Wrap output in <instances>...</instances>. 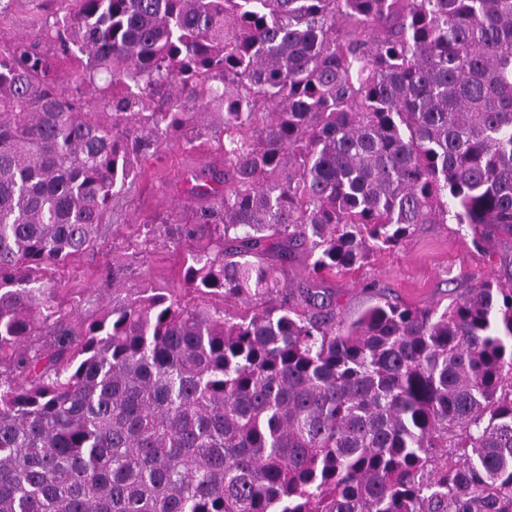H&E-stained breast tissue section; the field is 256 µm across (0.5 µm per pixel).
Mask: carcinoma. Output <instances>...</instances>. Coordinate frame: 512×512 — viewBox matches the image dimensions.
I'll use <instances>...</instances> for the list:
<instances>
[{
  "instance_id": "carcinoma-1",
  "label": "carcinoma",
  "mask_w": 512,
  "mask_h": 512,
  "mask_svg": "<svg viewBox=\"0 0 512 512\" xmlns=\"http://www.w3.org/2000/svg\"><path fill=\"white\" fill-rule=\"evenodd\" d=\"M30 2L54 52L0 51V512H512V285L346 326L322 287L418 224L512 233V0ZM207 116L224 189L194 176L216 200L180 233L217 244L183 281L241 308L144 290L36 344L34 271Z\"/></svg>"
}]
</instances>
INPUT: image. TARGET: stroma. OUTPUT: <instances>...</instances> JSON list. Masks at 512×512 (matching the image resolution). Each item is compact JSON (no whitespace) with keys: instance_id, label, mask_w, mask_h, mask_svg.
<instances>
[{"instance_id":"1","label":"stroma","mask_w":512,"mask_h":512,"mask_svg":"<svg viewBox=\"0 0 512 512\" xmlns=\"http://www.w3.org/2000/svg\"><path fill=\"white\" fill-rule=\"evenodd\" d=\"M1 35L42 41L26 0H9L0 8ZM223 137L211 130L191 144L174 143L159 154L136 157L137 175L113 200L94 245L42 270V279L58 286L63 314L60 331L44 328L45 338L78 340L92 320L111 310L116 291L126 297L154 288L198 303V295L185 289L183 266L191 251L211 244L210 230L176 242L146 235L144 227L173 215L192 223L208 200L191 196L189 182L194 174L223 169L224 155L217 149ZM479 278L512 283V235L478 243L453 223L419 224L398 247L374 251L359 268L329 275L324 285L336 297L337 321L348 324L382 296L420 311L443 309Z\"/></svg>"}]
</instances>
